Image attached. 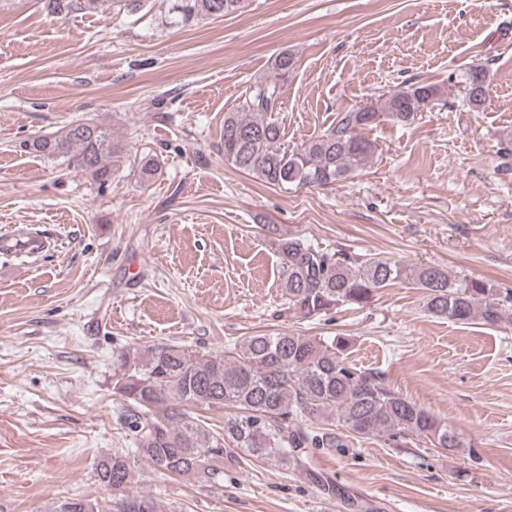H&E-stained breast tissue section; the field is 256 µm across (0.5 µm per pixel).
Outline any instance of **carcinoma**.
<instances>
[{
	"instance_id": "carcinoma-1",
	"label": "carcinoma",
	"mask_w": 512,
	"mask_h": 512,
	"mask_svg": "<svg viewBox=\"0 0 512 512\" xmlns=\"http://www.w3.org/2000/svg\"><path fill=\"white\" fill-rule=\"evenodd\" d=\"M243 0H174L172 14L186 23L195 18H221L242 8ZM99 0H48L55 13L94 9ZM294 71V60L284 50L272 57L268 74L256 78L241 105L224 113V162L253 173L280 187L329 186L355 176L374 153L363 131L384 116L398 124L414 120L437 96L430 84L410 83L389 93L380 107L343 113L336 124L299 148H281V130L274 114L281 110L283 90ZM488 64L468 67L462 74V104L485 105L489 96ZM22 148L62 158L91 181H112V167L124 149L105 127L74 122L51 137L26 141ZM139 176L150 179L161 172L157 158L145 155ZM282 265L284 302L281 315L309 318L341 304H363L376 290L398 281L425 290L427 311L454 323H501L512 295L495 301L485 285L438 267H408L381 257H365L346 249L329 248L300 235H288L275 224L266 225ZM341 343L296 332L247 336L224 355L204 354L180 345L124 350L116 357L113 389L123 397L122 415L135 433L131 453L154 469L211 482L224 474V459L303 463L305 448H339L333 431L304 428L301 422L325 414L346 430L362 436H384L389 445L416 436L435 447L456 448L459 442L448 426L393 391L384 374L357 369L337 354ZM194 406L233 408L237 414L224 422V434L211 432L187 411ZM232 447L227 448L225 444ZM108 490L124 488L130 479L129 457L116 452L96 467ZM123 512H154L146 497H127ZM51 512H104L98 503L73 498Z\"/></svg>"
}]
</instances>
